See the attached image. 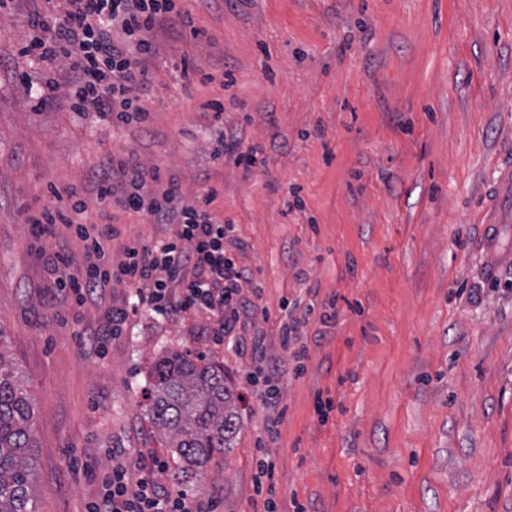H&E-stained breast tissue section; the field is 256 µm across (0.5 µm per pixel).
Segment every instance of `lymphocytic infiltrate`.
I'll return each instance as SVG.
<instances>
[{"label":"lymphocytic infiltrate","mask_w":512,"mask_h":512,"mask_svg":"<svg viewBox=\"0 0 512 512\" xmlns=\"http://www.w3.org/2000/svg\"><path fill=\"white\" fill-rule=\"evenodd\" d=\"M39 2L30 21L34 35L17 49L40 74L36 110L54 106L62 96L71 111L93 112L112 123L145 117L134 94L146 85L148 65L157 53L155 34L190 24L176 0ZM61 67L69 74L63 84L56 78ZM145 186L144 170L126 159H108L98 175L100 202L175 227L171 236L124 244L115 263L109 255L118 230L86 223L87 208L76 193L55 195L28 217L33 236L52 238L64 226L86 244L84 259L66 252L48 258L56 287L71 293L79 306L105 299L114 286L127 288L126 301L107 308L104 335H123L131 315L140 310L168 320L201 314L212 323L214 344L243 352L246 330L259 308L244 293L250 272L225 247L235 227L211 211L215 192L188 203L175 184L154 192ZM163 468L155 457L113 465L103 478L107 492L90 512H204L187 493L161 489L153 474Z\"/></svg>","instance_id":"obj_1"}]
</instances>
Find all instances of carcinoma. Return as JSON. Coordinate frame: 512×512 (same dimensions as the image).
<instances>
[{
	"label": "carcinoma",
	"mask_w": 512,
	"mask_h": 512,
	"mask_svg": "<svg viewBox=\"0 0 512 512\" xmlns=\"http://www.w3.org/2000/svg\"><path fill=\"white\" fill-rule=\"evenodd\" d=\"M8 341L0 329V512H39L35 408L6 358ZM146 400L148 421L185 465L204 468L235 448L241 428L238 398L226 384L223 365L166 352L154 366Z\"/></svg>",
	"instance_id": "cac0c4a2"
}]
</instances>
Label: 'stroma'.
Returning <instances> with one entry per match:
<instances>
[{
	"mask_svg": "<svg viewBox=\"0 0 512 512\" xmlns=\"http://www.w3.org/2000/svg\"><path fill=\"white\" fill-rule=\"evenodd\" d=\"M179 6L193 29L158 33L148 116L120 126L63 103L34 111L9 63L35 4L0 16V329L37 410L39 512H86L116 448L160 456L159 484L218 497V512H262L264 453L281 512H512V223L500 228L507 261L493 266L482 246L487 197L512 191V0ZM184 57L198 68L188 84ZM224 130L261 165L213 158ZM111 157L158 169L188 202L216 189L212 210L253 273L246 295L266 311L253 329L264 360L215 345L192 316L142 313L100 345L102 306L54 289L47 257L84 243L31 235L26 215L51 190L77 191L87 223L122 238L174 231L100 204L96 172ZM285 299L313 309L300 374L280 344ZM166 350L223 364L238 397V443L201 471L179 467L143 415ZM256 371L280 388L277 409L258 398ZM321 398L333 402L324 415Z\"/></svg>",
	"mask_w": 512,
	"mask_h": 512,
	"instance_id": "35a3bbf8",
	"label": "stroma"
}]
</instances>
